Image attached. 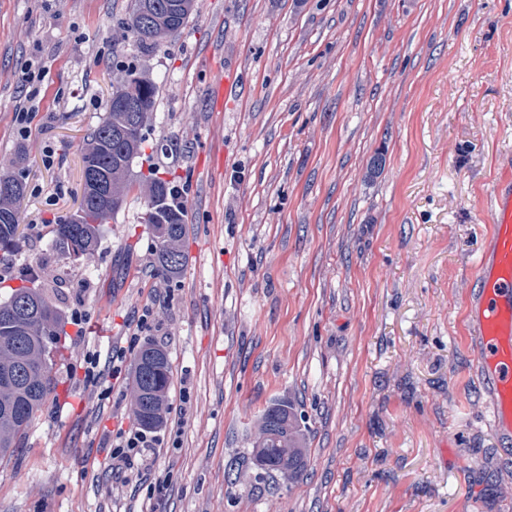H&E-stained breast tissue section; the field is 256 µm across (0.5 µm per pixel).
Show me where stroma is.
Returning a JSON list of instances; mask_svg holds the SVG:
<instances>
[{"instance_id": "obj_1", "label": "stroma", "mask_w": 512, "mask_h": 512, "mask_svg": "<svg viewBox=\"0 0 512 512\" xmlns=\"http://www.w3.org/2000/svg\"><path fill=\"white\" fill-rule=\"evenodd\" d=\"M128 3L0 0V162L27 157L28 226L0 300L18 272L51 276L114 59L160 89L133 173L188 189L180 272H160L134 192L61 284L60 385L0 460V512H512V447L486 424L466 315L512 167V0H198L147 53L114 27ZM147 342L170 362L166 423L128 482L111 444L135 426ZM276 401L300 418L307 473L231 483Z\"/></svg>"}]
</instances>
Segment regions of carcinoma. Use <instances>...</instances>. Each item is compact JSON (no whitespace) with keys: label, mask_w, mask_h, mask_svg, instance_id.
Segmentation results:
<instances>
[{"label":"carcinoma","mask_w":512,"mask_h":512,"mask_svg":"<svg viewBox=\"0 0 512 512\" xmlns=\"http://www.w3.org/2000/svg\"><path fill=\"white\" fill-rule=\"evenodd\" d=\"M148 14H140V0H131L127 14L116 20L124 39L141 52L154 49L167 36L181 30L196 9L195 0H149ZM157 85L146 77H128L112 89L108 112L86 138L82 155V193L78 210L56 225L52 249L78 261L95 251L100 225L138 189L145 199L143 222L157 238L159 269L177 273L185 264L182 249L185 209L177 189L151 173L135 179L132 162L147 142ZM23 161L20 158L0 169V251L18 250L19 208L24 198ZM40 276L29 272L28 285L12 290L0 300V459L19 448L47 398L55 389L53 375L56 342L43 345L45 337L59 336L57 307L43 289L33 286ZM49 351H44V348ZM170 383L166 352L151 344L143 346L135 362L131 406L136 423L153 430L163 422ZM250 451V464L261 470V480L279 481L283 471L291 478L307 469L297 416L286 402L268 407L262 414Z\"/></svg>","instance_id":"obj_1"}]
</instances>
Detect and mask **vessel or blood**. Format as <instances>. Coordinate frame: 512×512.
Instances as JSON below:
<instances>
[{"instance_id": "1", "label": "vessel or blood", "mask_w": 512, "mask_h": 512, "mask_svg": "<svg viewBox=\"0 0 512 512\" xmlns=\"http://www.w3.org/2000/svg\"><path fill=\"white\" fill-rule=\"evenodd\" d=\"M469 345L485 391L486 421L497 441L512 445V175L492 207L488 244L469 289Z\"/></svg>"}]
</instances>
